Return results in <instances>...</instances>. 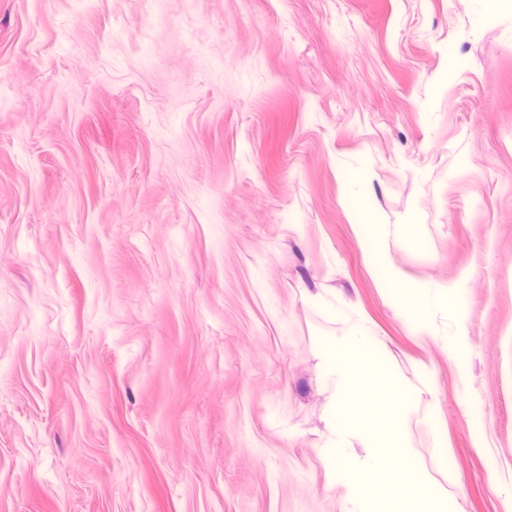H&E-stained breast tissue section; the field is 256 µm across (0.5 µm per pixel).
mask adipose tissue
<instances>
[{"instance_id":"1","label":"adipose tissue","mask_w":512,"mask_h":512,"mask_svg":"<svg viewBox=\"0 0 512 512\" xmlns=\"http://www.w3.org/2000/svg\"><path fill=\"white\" fill-rule=\"evenodd\" d=\"M376 276L382 287L388 288L399 300L415 331L423 335H433L434 330L429 321V313L441 302L442 291L437 288L408 291V283L402 275L386 266L378 268ZM345 319L348 323L345 335L324 336L318 343L324 371L328 377L337 380V394L343 401L347 400L350 394L354 364L364 356L379 352L378 340L367 333L365 322L360 315L349 313L346 314ZM346 446V429L339 425L334 426L330 433L325 464L332 472L335 484L341 487L351 503L352 512H373L374 499L367 482L352 475L339 463Z\"/></svg>"}]
</instances>
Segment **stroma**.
<instances>
[{
    "label": "stroma",
    "mask_w": 512,
    "mask_h": 512,
    "mask_svg": "<svg viewBox=\"0 0 512 512\" xmlns=\"http://www.w3.org/2000/svg\"><path fill=\"white\" fill-rule=\"evenodd\" d=\"M346 310L375 512H512V0H0V512H350ZM348 217L357 227L365 248L374 252L379 245L377 224L362 201H354L348 206ZM376 276L383 288H388L391 295L396 297L402 308L407 312V318L416 332L431 336L434 333L429 321V312L441 302L443 295L448 296L437 288H423L407 282L402 275L390 268L380 267L376 270ZM406 288H420L413 291H405ZM348 329L344 336H323L318 347L325 373L334 382L338 381L337 394L343 406L347 404L353 377V366L366 355L379 357V342L375 336H369L360 315L343 314ZM347 447V430L336 426V416L330 433V438L325 456V464L332 472L334 482L343 490L346 498L352 505V512H372L373 496L368 488L369 482L355 477L349 470L343 468L338 460L341 457L343 448Z\"/></svg>",
    "instance_id": "obj_1"
}]
</instances>
